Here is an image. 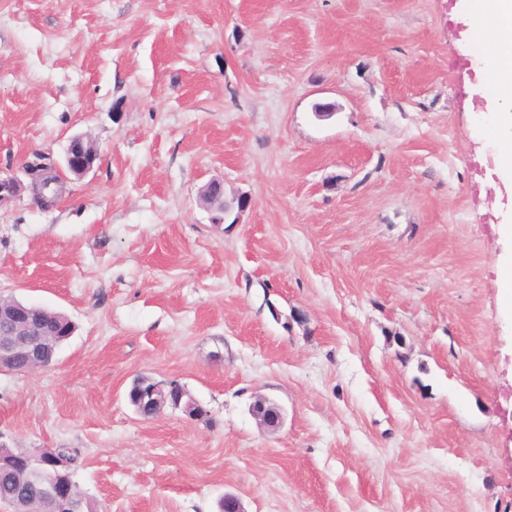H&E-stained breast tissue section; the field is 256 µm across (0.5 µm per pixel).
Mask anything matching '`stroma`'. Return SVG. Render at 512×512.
Masks as SVG:
<instances>
[{
  "instance_id": "stroma-1",
  "label": "stroma",
  "mask_w": 512,
  "mask_h": 512,
  "mask_svg": "<svg viewBox=\"0 0 512 512\" xmlns=\"http://www.w3.org/2000/svg\"><path fill=\"white\" fill-rule=\"evenodd\" d=\"M454 3L0 0V173L99 149L51 209L0 207V295L76 325L0 371V442L81 449L96 512H512L495 147ZM214 179L251 198L236 223ZM139 376L207 420L141 419ZM97 157L98 149L91 139L74 136L65 151V168L75 176H83L93 168ZM242 196L243 195H238L237 197L233 198L230 204H236L238 209ZM206 203L216 213L215 218L219 220H224L226 218L227 212L232 208L230 204H227L226 201H224L223 186L211 187L208 190V202Z\"/></svg>"
}]
</instances>
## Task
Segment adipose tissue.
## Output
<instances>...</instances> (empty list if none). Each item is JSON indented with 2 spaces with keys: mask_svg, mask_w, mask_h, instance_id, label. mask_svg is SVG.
Instances as JSON below:
<instances>
[{
  "mask_svg": "<svg viewBox=\"0 0 512 512\" xmlns=\"http://www.w3.org/2000/svg\"><path fill=\"white\" fill-rule=\"evenodd\" d=\"M462 10L471 24L463 38L483 62L477 88L492 115L486 135L495 146L494 173L512 189V0H465Z\"/></svg>",
  "mask_w": 512,
  "mask_h": 512,
  "instance_id": "obj_1",
  "label": "adipose tissue"
}]
</instances>
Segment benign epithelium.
<instances>
[{"label":"benign epithelium","mask_w":512,"mask_h":512,"mask_svg":"<svg viewBox=\"0 0 512 512\" xmlns=\"http://www.w3.org/2000/svg\"><path fill=\"white\" fill-rule=\"evenodd\" d=\"M98 157L96 144L83 135L71 138L65 151V168L75 175L83 176L94 166ZM60 173V169L54 165L48 166V171L40 170V165L28 166L27 174L30 178L31 193L38 191L40 181L47 175V172ZM32 305L14 299L7 308L0 307V331L5 335L0 336V368L11 370L18 355L26 356L31 365L39 368L41 362L53 358L45 342V331L43 327L29 318ZM135 413L143 420L151 419L165 406L170 405L175 409L184 408L189 410L196 406V402L185 399V391L175 381L168 383L167 388L151 384L149 390L141 391L139 398L130 401ZM252 415L265 427H276L281 420V414L274 407L264 400L256 401L251 408ZM70 466L69 460L58 457L53 464L54 473L48 477L36 470L32 471L31 477L40 485L41 494L52 499L56 504V512H73L72 502L65 486L70 481L71 475L67 471Z\"/></svg>","instance_id":"7a95c632"}]
</instances>
